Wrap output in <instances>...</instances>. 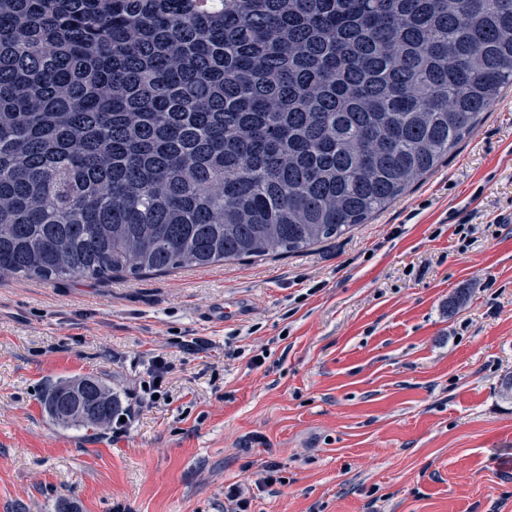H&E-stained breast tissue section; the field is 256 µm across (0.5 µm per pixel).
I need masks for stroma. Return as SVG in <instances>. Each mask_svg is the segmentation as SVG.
I'll list each match as a JSON object with an SVG mask.
<instances>
[{
	"instance_id": "35a3bbf8",
	"label": "stroma",
	"mask_w": 512,
	"mask_h": 512,
	"mask_svg": "<svg viewBox=\"0 0 512 512\" xmlns=\"http://www.w3.org/2000/svg\"><path fill=\"white\" fill-rule=\"evenodd\" d=\"M155 355L163 397L125 436L49 419L68 379L129 404ZM510 373L512 87L433 173L307 252L0 279V512H224L272 463L251 512H512Z\"/></svg>"
}]
</instances>
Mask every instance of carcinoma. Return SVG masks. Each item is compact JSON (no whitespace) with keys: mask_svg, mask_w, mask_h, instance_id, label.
<instances>
[{"mask_svg":"<svg viewBox=\"0 0 512 512\" xmlns=\"http://www.w3.org/2000/svg\"><path fill=\"white\" fill-rule=\"evenodd\" d=\"M512 86V0H0V279L288 256L423 180ZM99 436L101 378L48 389Z\"/></svg>","mask_w":512,"mask_h":512,"instance_id":"obj_1","label":"carcinoma"}]
</instances>
